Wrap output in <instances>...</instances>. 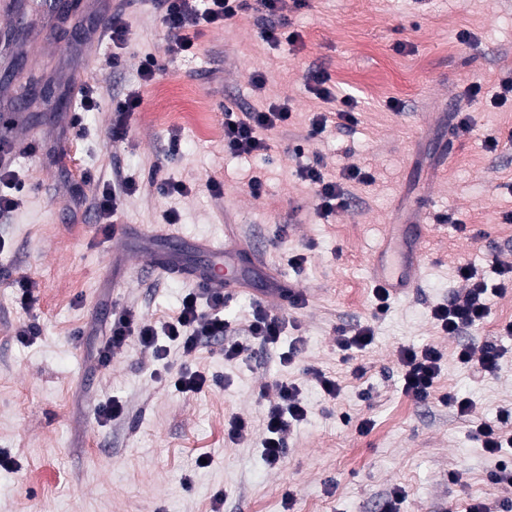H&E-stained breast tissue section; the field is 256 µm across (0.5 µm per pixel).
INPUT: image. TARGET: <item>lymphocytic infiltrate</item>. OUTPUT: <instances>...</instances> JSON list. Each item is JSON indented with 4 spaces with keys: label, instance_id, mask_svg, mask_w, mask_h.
Returning a JSON list of instances; mask_svg holds the SVG:
<instances>
[{
    "label": "lymphocytic infiltrate",
    "instance_id": "lymphocytic-infiltrate-1",
    "mask_svg": "<svg viewBox=\"0 0 512 512\" xmlns=\"http://www.w3.org/2000/svg\"><path fill=\"white\" fill-rule=\"evenodd\" d=\"M282 0H158L162 11V25L166 36V53L175 59L189 52L193 46V34L199 27L219 25L240 14L252 11L262 16L276 15ZM306 86L315 98L336 103L334 114L313 113L309 120L308 140H315L323 134L330 118L352 124L356 121L355 100L347 95H337L335 85L325 70L308 71ZM291 112L287 104H269L261 111L236 112L226 110L224 121V150L236 156H261L267 154L269 146L261 133L287 124ZM300 180L313 190L317 204L316 212L326 217L347 208L348 194L344 180H355L363 184L373 182L368 170L350 169L345 171L343 180L329 177L324 171L321 157H314L309 164L298 169ZM492 266L500 281L488 284L480 277L477 268L462 265L458 275L467 286L455 294L449 302L434 305L431 316L443 332L457 335L462 330L481 324L489 315L495 297L501 295L512 283V265L500 259H493ZM227 303L223 294L201 292L184 297L177 315L164 325L157 326L130 310L119 313L110 328V334L99 353L101 364H108L115 348L123 346L129 339H137L156 358H164L166 348L160 345V338L180 345L184 353L194 352L202 342H217L228 360L241 358L249 349L250 341L257 340L265 345L277 344L282 334L284 320L268 311L262 303H255L252 318L241 329H232L224 318ZM442 352L434 345L417 349L402 347L399 351V365L402 372L403 390L416 400L426 401L440 397L442 402L453 408L459 417L469 416L473 403L469 398L456 393L437 395L436 384L441 371ZM307 408L300 397L296 384L283 382L277 387L276 397L270 401L265 418L266 437L262 443V456L268 466H278L285 452V435L291 422L303 420ZM472 436L484 451L501 458L512 452V409L502 410L497 423L480 424Z\"/></svg>",
    "mask_w": 512,
    "mask_h": 512
}]
</instances>
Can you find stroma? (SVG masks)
I'll return each mask as SVG.
<instances>
[{
    "label": "stroma",
    "mask_w": 512,
    "mask_h": 512,
    "mask_svg": "<svg viewBox=\"0 0 512 512\" xmlns=\"http://www.w3.org/2000/svg\"><path fill=\"white\" fill-rule=\"evenodd\" d=\"M282 14L301 35L296 44H267V19L244 13L201 28L194 54L171 61L156 0H72L60 15L26 0L18 21L0 14V115L12 117L0 124V144L11 147L24 183L20 207L0 216V452L16 463L0 469V512H388L395 487L405 495L400 512H464L475 498L512 502V486L490 478L497 458L470 438L473 423L512 408V335L500 334L512 323V290L494 298L481 324L455 336L430 315L462 289L459 264L486 274L488 254L512 262V223L504 221L512 212V147L485 142L512 129V109L490 103L512 72V0H309L305 7L286 0ZM115 15L129 30L120 50L103 31ZM147 55L165 68L145 87L137 69ZM316 68L354 96L357 122L329 126L308 150L312 113L336 109L305 85V72ZM256 72L265 78L260 93L251 85ZM33 78L50 81L65 106L49 111L17 98V87ZM79 79L94 89L99 110L79 109ZM477 80L483 90L472 100L467 88ZM178 88L205 104L209 135L173 120L170 93ZM132 91L142 104L126 140L112 141L113 102ZM272 102L288 104L293 117L263 131L267 156L225 154V106L262 110ZM466 112L476 129L456 133ZM173 132L181 139L174 157ZM317 153L330 175L352 167L375 175L369 185L348 183L349 208L326 219L297 177ZM158 164L164 176L190 183L191 193L160 195L149 181ZM127 175L139 187L123 197L118 220L131 233L115 242L99 231L95 187ZM255 175L264 182L257 197L245 190ZM211 178L222 183V196L207 188ZM422 203L418 286L376 314L369 261L386 224L409 222ZM167 210L177 212L172 230L186 239L220 240L231 224L242 243L263 247L259 262L241 254L244 291L224 310L232 326L246 323L275 284L304 292V305L285 307L278 344L252 342L232 361L214 342L190 355L172 345L160 360L132 339L99 364L114 314L130 309L159 325L197 289L140 272L154 255L200 261L188 249L170 251L159 222ZM448 215L463 219L466 231L445 223ZM294 254L307 258L301 269L288 263ZM23 277L37 284L28 310L16 299ZM23 323L38 330L32 343L14 337ZM367 323L373 345L344 359L337 328ZM297 339L301 353L284 363ZM495 339L507 350L497 375H477L456 360L458 348ZM428 344L444 353L440 390L472 399V416L403 393L400 348ZM315 369L340 383L337 401L325 400ZM185 370L222 377L223 385L180 393L165 376ZM284 381L298 385L308 414L290 427L285 457L270 468L260 442ZM110 397L123 413L105 423L96 412ZM236 416L250 430L233 441L227 429ZM364 419L371 428L362 433ZM203 454L213 462L201 469Z\"/></svg>",
    "instance_id": "obj_1"
}]
</instances>
